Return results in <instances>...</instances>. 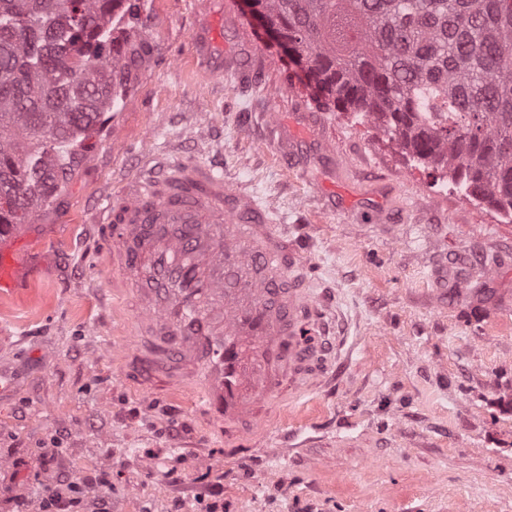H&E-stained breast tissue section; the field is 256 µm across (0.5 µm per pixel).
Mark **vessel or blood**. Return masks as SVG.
<instances>
[{
  "mask_svg": "<svg viewBox=\"0 0 512 512\" xmlns=\"http://www.w3.org/2000/svg\"><path fill=\"white\" fill-rule=\"evenodd\" d=\"M189 50L214 77L239 66L204 18ZM98 221L114 225L108 262L134 286L140 318L165 338L140 346L148 375L166 368L169 388L197 377L200 408L226 443L242 446L265 429V409L283 402L284 390L311 389L340 366L343 343L327 336L297 273L302 255L283 252L266 211L223 173L182 160L159 173L141 167Z\"/></svg>",
  "mask_w": 512,
  "mask_h": 512,
  "instance_id": "b4317fda",
  "label": "vessel or blood"
}]
</instances>
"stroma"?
I'll return each instance as SVG.
<instances>
[{
  "label": "stroma",
  "instance_id": "stroma-1",
  "mask_svg": "<svg viewBox=\"0 0 512 512\" xmlns=\"http://www.w3.org/2000/svg\"><path fill=\"white\" fill-rule=\"evenodd\" d=\"M134 2L112 36L144 53L4 261L37 272L0 293V512H36L59 476L85 512H512V217L377 121L320 107L241 0L209 16L241 62L221 78L190 57L188 0ZM152 158L216 162L250 190L345 340L336 375L238 453L194 387L141 384L138 302L111 286V225L90 221Z\"/></svg>",
  "mask_w": 512,
  "mask_h": 512
}]
</instances>
